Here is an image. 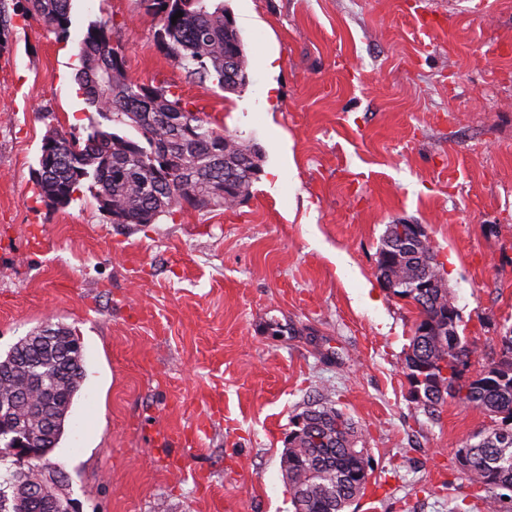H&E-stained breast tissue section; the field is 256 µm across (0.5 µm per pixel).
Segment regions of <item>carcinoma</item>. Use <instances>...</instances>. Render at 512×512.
<instances>
[{
  "label": "carcinoma",
  "mask_w": 512,
  "mask_h": 512,
  "mask_svg": "<svg viewBox=\"0 0 512 512\" xmlns=\"http://www.w3.org/2000/svg\"><path fill=\"white\" fill-rule=\"evenodd\" d=\"M146 10L158 21L161 47L189 78L229 93L244 86L230 82L224 70L229 57L249 66L224 0H146ZM178 12L183 16L171 22ZM21 15L43 21L60 39L70 36L72 0H26ZM78 55L81 67L74 80L85 104L107 124L91 125L84 137L57 131L53 147L42 144L36 170L41 198L64 207L85 188L108 203L122 223L154 224L186 207L233 208L236 195H250L252 182L222 179L246 164L254 147L212 127L205 113L189 108L168 87L133 81L108 21L87 24ZM127 127L137 136L123 134ZM440 270L429 242L404 251L394 225H387L377 253V278L414 279ZM409 302L417 318L404 374L413 399L430 414L450 400L490 418V426L457 449L456 461L470 484L485 492L486 512H501L504 498L512 501V327L503 328L498 350L472 373L479 350L459 333L462 314L447 285L417 293ZM445 309L456 311L446 329L437 320ZM57 330L60 339L54 343L26 336L0 358V416L46 450L43 458L24 464L0 445V512H47L32 490L64 434L84 378V356L70 358V330L60 325ZM442 361L451 374L441 386L415 379V363L436 369ZM300 417L303 426L288 439L282 456L294 512H347L371 485L362 430L330 400Z\"/></svg>",
  "instance_id": "obj_1"
}]
</instances>
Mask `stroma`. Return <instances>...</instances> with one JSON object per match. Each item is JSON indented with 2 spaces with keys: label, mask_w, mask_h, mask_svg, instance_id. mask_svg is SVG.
<instances>
[{
  "label": "stroma",
  "mask_w": 512,
  "mask_h": 512,
  "mask_svg": "<svg viewBox=\"0 0 512 512\" xmlns=\"http://www.w3.org/2000/svg\"><path fill=\"white\" fill-rule=\"evenodd\" d=\"M224 4L249 61L235 93L189 80L142 0H72L65 41L32 17L0 33V355L47 325L81 345L50 455L78 512H293L287 437L327 398L371 450L355 512H453L473 501L456 451L490 420L414 402L416 310L377 251L423 225L465 336L487 354L512 325V0ZM96 19L134 81L260 149L247 200L139 225L87 192L39 197L43 139L89 124L73 75Z\"/></svg>",
  "instance_id": "stroma-1"
}]
</instances>
